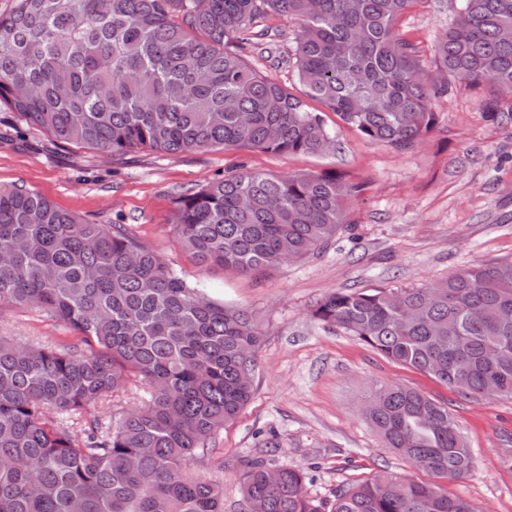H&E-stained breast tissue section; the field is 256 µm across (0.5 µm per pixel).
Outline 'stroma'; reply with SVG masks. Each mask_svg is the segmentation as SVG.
Returning <instances> with one entry per match:
<instances>
[{
  "label": "stroma",
  "mask_w": 512,
  "mask_h": 512,
  "mask_svg": "<svg viewBox=\"0 0 512 512\" xmlns=\"http://www.w3.org/2000/svg\"><path fill=\"white\" fill-rule=\"evenodd\" d=\"M447 11L419 8L400 26L430 53L448 26ZM492 84L449 86L435 97L438 123L406 150L371 143L336 126V148L323 154L213 150L136 152L112 158L53 142L0 110V188L25 187L93 224H120L155 249L192 285L252 311L264 336L255 356L253 395L215 438V457L192 475L224 484V512H245L240 460L262 457L307 475L312 496L378 472L421 478L387 448L362 415L373 389L413 388L447 403L473 453L469 474L449 492L480 512H512V400L465 398L398 364L355 337L324 328L309 312L342 288H415L475 264L512 261V111L496 118L484 103ZM273 175L335 171L363 183L355 224L323 253L259 275L198 264L171 230L176 198L228 173ZM62 329L32 309L0 313V335L53 342Z\"/></svg>",
  "instance_id": "stroma-1"
}]
</instances>
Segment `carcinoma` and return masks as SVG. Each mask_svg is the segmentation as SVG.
<instances>
[{"instance_id":"obj_1","label":"carcinoma","mask_w":512,"mask_h":512,"mask_svg":"<svg viewBox=\"0 0 512 512\" xmlns=\"http://www.w3.org/2000/svg\"><path fill=\"white\" fill-rule=\"evenodd\" d=\"M418 4L448 0H15L0 14V107L55 142L112 157L257 149L317 154L323 117L397 150L436 125V86L403 37ZM296 26L278 64L251 61L265 21ZM512 0H459L432 64L461 86L512 98ZM315 101L321 108H314ZM361 185L335 172H245L175 202L171 224L203 266L259 274L327 249L353 223ZM33 308L70 336H0V512H224V484L190 475L252 397L262 329L253 312L189 285L121 225L89 224L26 188L0 189V309ZM312 319L464 397L512 398V262L463 268L417 288L341 290ZM149 398L93 409L128 382ZM365 417L385 447L434 477L379 474L317 500L303 472L240 461L243 500L262 512H474L437 480L473 458L448 407L376 387Z\"/></svg>"}]
</instances>
